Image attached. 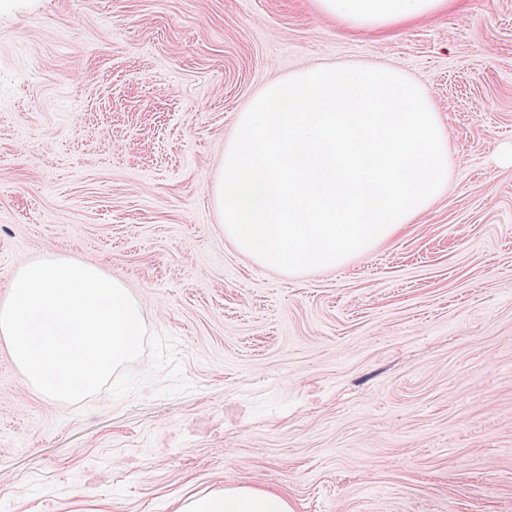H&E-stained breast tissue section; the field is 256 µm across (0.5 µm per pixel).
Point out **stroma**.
Instances as JSON below:
<instances>
[{
    "instance_id": "1",
    "label": "stroma",
    "mask_w": 512,
    "mask_h": 512,
    "mask_svg": "<svg viewBox=\"0 0 512 512\" xmlns=\"http://www.w3.org/2000/svg\"><path fill=\"white\" fill-rule=\"evenodd\" d=\"M394 32L315 0H0V297L52 251L123 279L186 392L59 403L0 340V512H174L225 483L294 512H512V0ZM387 64L448 187L365 256L292 274L213 207L237 116L317 64Z\"/></svg>"
}]
</instances>
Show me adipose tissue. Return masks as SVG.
I'll return each instance as SVG.
<instances>
[{"mask_svg":"<svg viewBox=\"0 0 512 512\" xmlns=\"http://www.w3.org/2000/svg\"><path fill=\"white\" fill-rule=\"evenodd\" d=\"M454 0H316L324 17L372 30L399 28L450 8ZM176 512H292L287 495L248 485L210 488L182 497Z\"/></svg>","mask_w":512,"mask_h":512,"instance_id":"obj_1","label":"adipose tissue"}]
</instances>
